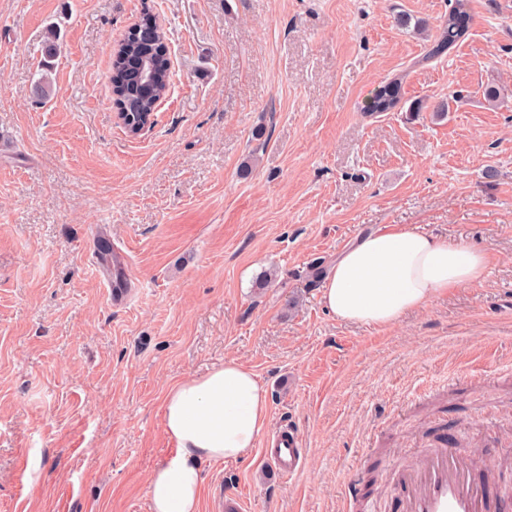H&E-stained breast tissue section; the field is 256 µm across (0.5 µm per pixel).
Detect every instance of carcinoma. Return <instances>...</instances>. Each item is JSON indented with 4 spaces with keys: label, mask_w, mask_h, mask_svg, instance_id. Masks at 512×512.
Listing matches in <instances>:
<instances>
[{
    "label": "carcinoma",
    "mask_w": 512,
    "mask_h": 512,
    "mask_svg": "<svg viewBox=\"0 0 512 512\" xmlns=\"http://www.w3.org/2000/svg\"><path fill=\"white\" fill-rule=\"evenodd\" d=\"M393 23L401 30L414 27L426 31L430 28L428 20H415L405 12L396 13ZM471 23L467 0H455L448 17L436 26V34L426 47L424 59L440 58L456 48L469 34ZM125 39V53L117 50L113 54L112 72L118 75V81L112 86V93L116 101L127 105L139 102L142 111L153 114L167 95L170 85L171 60L165 32L156 24L144 23L127 32ZM146 59L155 60L158 71L157 83L150 91L142 87L137 77L139 66ZM404 80L402 73L386 79L372 93L365 111L393 112L398 109L404 99Z\"/></svg>",
    "instance_id": "obj_1"
}]
</instances>
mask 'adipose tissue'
I'll return each mask as SVG.
<instances>
[{"label":"adipose tissue","mask_w":512,"mask_h":512,"mask_svg":"<svg viewBox=\"0 0 512 512\" xmlns=\"http://www.w3.org/2000/svg\"><path fill=\"white\" fill-rule=\"evenodd\" d=\"M486 262L483 253L404 226L376 229L337 256L320 297L339 320L390 328L449 289L478 281ZM268 412L266 387L235 359L169 388L162 426L176 453L149 477V512H200L201 461L248 457Z\"/></svg>","instance_id":"1"}]
</instances>
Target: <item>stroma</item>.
I'll list each match as a JSON object with an SVG mask.
<instances>
[{
    "label": "stroma",
    "instance_id": "stroma-1",
    "mask_svg": "<svg viewBox=\"0 0 512 512\" xmlns=\"http://www.w3.org/2000/svg\"><path fill=\"white\" fill-rule=\"evenodd\" d=\"M453 4L0 0V512H148L166 390L230 357L306 460L202 463L201 512L230 489L249 512H345L353 477L396 512L394 468L446 433L512 494V103L484 95L512 92V0H468V36L430 62L431 32L393 24ZM146 14L172 80L132 137L111 54ZM399 72L402 107L366 112ZM394 225L485 253L483 277L390 329L338 320L314 269ZM121 256L113 294L97 266Z\"/></svg>",
    "mask_w": 512,
    "mask_h": 512
}]
</instances>
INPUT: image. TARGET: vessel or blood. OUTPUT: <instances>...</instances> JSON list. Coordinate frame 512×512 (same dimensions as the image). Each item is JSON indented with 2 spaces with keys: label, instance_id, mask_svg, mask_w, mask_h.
Instances as JSON below:
<instances>
[{
  "label": "vessel or blood",
  "instance_id": "1",
  "mask_svg": "<svg viewBox=\"0 0 512 512\" xmlns=\"http://www.w3.org/2000/svg\"><path fill=\"white\" fill-rule=\"evenodd\" d=\"M264 453L281 475L297 474L305 462L302 437L292 424L277 431ZM394 497L397 512H512V498L476 480L461 448L447 438L421 468L397 471Z\"/></svg>",
  "mask_w": 512,
  "mask_h": 512
}]
</instances>
